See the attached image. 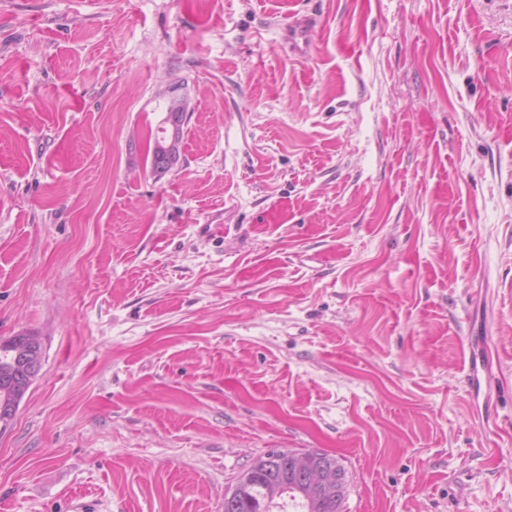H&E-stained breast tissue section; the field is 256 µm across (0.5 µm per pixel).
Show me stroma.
<instances>
[{
    "label": "stroma",
    "mask_w": 512,
    "mask_h": 512,
    "mask_svg": "<svg viewBox=\"0 0 512 512\" xmlns=\"http://www.w3.org/2000/svg\"><path fill=\"white\" fill-rule=\"evenodd\" d=\"M22 333L0 512H224L285 448L348 512H512V0H0ZM295 15L289 14L288 21L282 26L284 42L288 44L290 52L294 56H306L311 49L312 25L294 19ZM185 106L183 102L174 105V108L169 111L164 118L162 124V131L155 135L157 138L156 148L158 151L159 168L158 172H165L170 170L178 162L179 155L176 152L177 141L182 143L183 127L179 135V129L185 120ZM179 136V138H178Z\"/></svg>",
    "instance_id": "obj_1"
}]
</instances>
